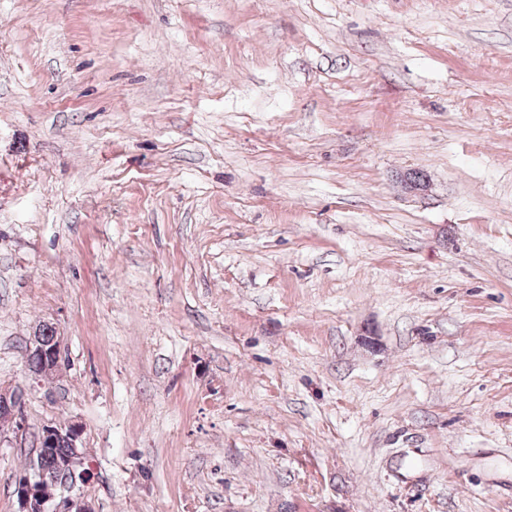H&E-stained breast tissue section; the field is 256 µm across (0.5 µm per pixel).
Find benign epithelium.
<instances>
[{"label":"benign epithelium","mask_w":512,"mask_h":512,"mask_svg":"<svg viewBox=\"0 0 512 512\" xmlns=\"http://www.w3.org/2000/svg\"><path fill=\"white\" fill-rule=\"evenodd\" d=\"M27 351L30 356H41L47 367L59 363V346L45 343L39 331L28 339ZM1 421L13 423L19 430L23 429V409L16 394L0 392ZM81 435L82 426L78 423L67 426L48 424L42 428L40 444L47 451L58 440L64 439L76 448ZM87 477L88 471L82 468L77 455L58 463L55 470L33 466L32 472L21 476L16 484L20 512H71L73 501L63 496V493L72 491L77 482Z\"/></svg>","instance_id":"benign-epithelium-1"}]
</instances>
